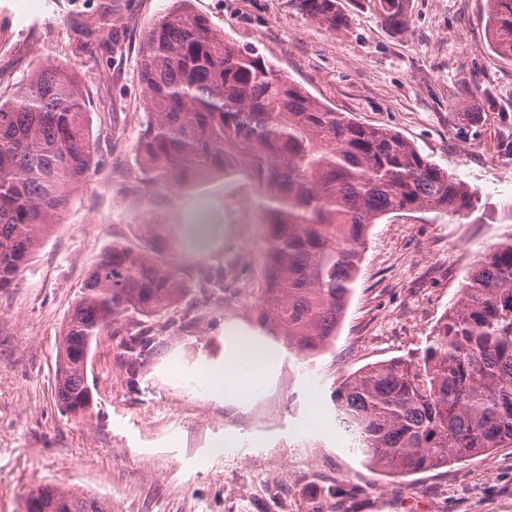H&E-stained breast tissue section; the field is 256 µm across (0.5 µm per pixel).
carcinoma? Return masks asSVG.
I'll list each match as a JSON object with an SVG mask.
<instances>
[{
  "label": "carcinoma",
  "mask_w": 512,
  "mask_h": 512,
  "mask_svg": "<svg viewBox=\"0 0 512 512\" xmlns=\"http://www.w3.org/2000/svg\"><path fill=\"white\" fill-rule=\"evenodd\" d=\"M180 7L148 29L141 79L146 121L143 182L171 196L188 180L242 172L256 184L266 226L264 305L279 335L304 355L335 337L371 225L403 210L462 216L479 196L423 157L398 132L337 112L274 69L256 49L216 37ZM490 45L512 58V0H486ZM331 31L346 26L338 0H297ZM383 21L407 25L406 0H377ZM93 147L76 75L48 64L0 98V290L15 285L46 232L86 177ZM199 224L181 228L191 249ZM157 244L117 242L91 269L58 343L56 400L65 413L92 392L91 343L108 329L134 369L155 333L121 317L153 320L189 289ZM338 426L364 461L396 476L444 468L512 448V238L476 263L455 308L426 346L350 374L335 390ZM23 512H112L100 497L44 484Z\"/></svg>",
  "instance_id": "carcinoma-1"
}]
</instances>
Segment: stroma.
<instances>
[{"label": "stroma", "instance_id": "35a3bbf8", "mask_svg": "<svg viewBox=\"0 0 512 512\" xmlns=\"http://www.w3.org/2000/svg\"><path fill=\"white\" fill-rule=\"evenodd\" d=\"M176 0H0V96L41 67L75 71L88 99L91 170L15 286L0 290V512H22L45 483L110 501L112 512H512V448L442 469L389 477L355 453L331 395L350 373L423 348L479 257L512 236V60L496 56L486 0H407L396 31L375 0H340L332 32L295 0H191L217 37L255 48L328 107L400 133L479 194L457 217L402 211L372 225L335 340L303 358L263 320L266 229L246 174L184 184L176 197L139 182L145 127L141 49ZM207 211L206 251L174 247ZM155 224L175 266L234 262L222 298L195 281L136 371L119 340L93 341V405L60 412L57 346L90 270L113 242ZM264 338L257 409L212 393L240 339ZM222 453H215L216 443Z\"/></svg>", "mask_w": 512, "mask_h": 512}]
</instances>
